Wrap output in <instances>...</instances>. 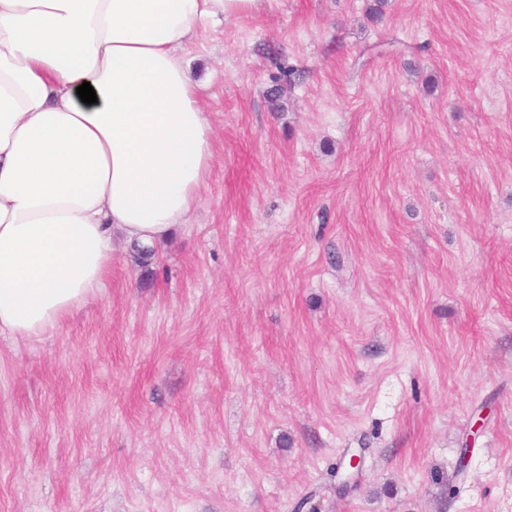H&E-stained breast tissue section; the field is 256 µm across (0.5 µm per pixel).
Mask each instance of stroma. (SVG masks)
I'll return each instance as SVG.
<instances>
[{
	"mask_svg": "<svg viewBox=\"0 0 512 512\" xmlns=\"http://www.w3.org/2000/svg\"><path fill=\"white\" fill-rule=\"evenodd\" d=\"M367 5L198 40L189 222L0 335V512H512V0Z\"/></svg>",
	"mask_w": 512,
	"mask_h": 512,
	"instance_id": "stroma-1",
	"label": "stroma"
}]
</instances>
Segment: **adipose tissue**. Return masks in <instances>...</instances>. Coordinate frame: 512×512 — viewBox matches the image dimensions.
Returning a JSON list of instances; mask_svg holds the SVG:
<instances>
[{
  "label": "adipose tissue",
  "instance_id": "adipose-tissue-1",
  "mask_svg": "<svg viewBox=\"0 0 512 512\" xmlns=\"http://www.w3.org/2000/svg\"><path fill=\"white\" fill-rule=\"evenodd\" d=\"M272 2L0 0V335L99 294L114 237L152 247L185 223L214 158L189 49Z\"/></svg>",
  "mask_w": 512,
  "mask_h": 512
}]
</instances>
